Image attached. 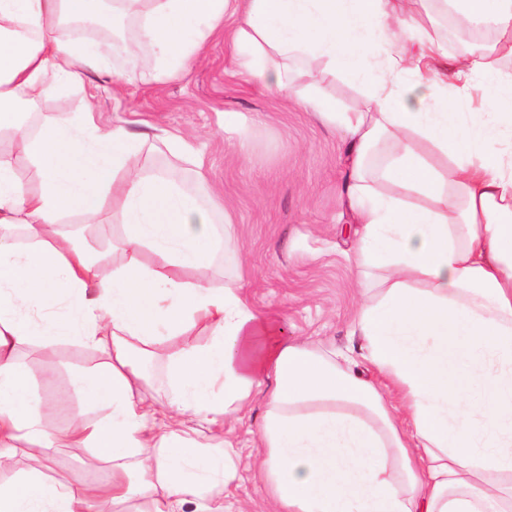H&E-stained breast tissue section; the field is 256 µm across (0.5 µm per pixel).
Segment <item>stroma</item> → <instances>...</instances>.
I'll return each mask as SVG.
<instances>
[{"label":"stroma","instance_id":"35a3bbf8","mask_svg":"<svg viewBox=\"0 0 512 512\" xmlns=\"http://www.w3.org/2000/svg\"><path fill=\"white\" fill-rule=\"evenodd\" d=\"M126 71L114 56L107 73L90 75V83L100 88L95 120L103 128L126 120L136 132L149 125L165 129L196 149L200 163L194 166L148 145L139 167L188 185L204 172L231 208L234 246L217 261L212 286L241 289L256 310L278 316L289 340L340 349L358 344L349 323L362 294L345 257L355 242V226L341 197L345 144L340 129L233 75L229 43L221 36L207 42L189 71L161 83L124 82ZM228 112L241 113L250 127L247 153L231 146L224 132ZM18 357L36 393L65 400L60 417L45 419L47 431L62 438L76 424L100 419L74 386L58 387L51 380L91 369L99 353L67 337L51 351L33 345ZM263 413V399L255 397L241 417L226 419L211 433L212 443L227 436L238 448L235 478L219 500L222 512H275L257 477ZM89 454L86 448H61L47 461L39 450L27 449L17 454L15 469H44L74 486L110 475L107 465L83 467Z\"/></svg>","mask_w":512,"mask_h":512}]
</instances>
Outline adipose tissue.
Masks as SVG:
<instances>
[{"label": "adipose tissue", "instance_id": "ef3b65f1", "mask_svg": "<svg viewBox=\"0 0 512 512\" xmlns=\"http://www.w3.org/2000/svg\"><path fill=\"white\" fill-rule=\"evenodd\" d=\"M100 2L0 0V137L21 143L38 178L27 189L0 154V473L20 443L59 445L42 425L56 405L18 351L73 336L103 356L76 385L104 416L67 442L112 476L74 487L22 472L0 482V512H204L236 464L233 442L203 431L260 391V476L277 512H512V149L487 148L512 128V0H428L406 16L397 0H112L138 21L126 81L162 82L224 32L240 75L342 129L357 236L346 259L369 287L350 322L356 358L289 341L277 316L212 287L233 216L215 223L206 178L188 190L141 172L147 134L99 127L90 102L26 130L44 98L106 70L65 26ZM447 12L497 40L449 58L432 20ZM406 72L420 79L411 99ZM336 75L365 87L352 111L324 89ZM480 77L496 111L457 112L449 89ZM109 212L122 260L107 274L104 255L51 228ZM160 355L162 402L143 368Z\"/></svg>", "mask_w": 512, "mask_h": 512}]
</instances>
